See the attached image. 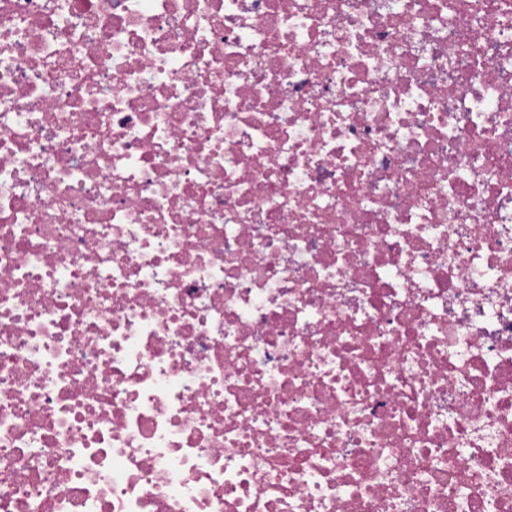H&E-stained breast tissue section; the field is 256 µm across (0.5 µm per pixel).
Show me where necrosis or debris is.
Segmentation results:
<instances>
[{
    "instance_id": "necrosis-or-debris-1",
    "label": "necrosis or debris",
    "mask_w": 512,
    "mask_h": 512,
    "mask_svg": "<svg viewBox=\"0 0 512 512\" xmlns=\"http://www.w3.org/2000/svg\"><path fill=\"white\" fill-rule=\"evenodd\" d=\"M0 512H512V0H0Z\"/></svg>"
}]
</instances>
